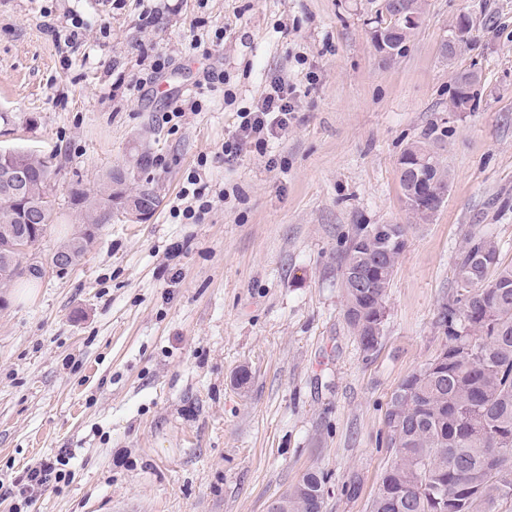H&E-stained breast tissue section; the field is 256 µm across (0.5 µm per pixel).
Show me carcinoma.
Here are the masks:
<instances>
[{
	"label": "carcinoma",
	"mask_w": 512,
	"mask_h": 512,
	"mask_svg": "<svg viewBox=\"0 0 512 512\" xmlns=\"http://www.w3.org/2000/svg\"><path fill=\"white\" fill-rule=\"evenodd\" d=\"M424 176L428 194L448 192L450 174L426 145L404 150ZM27 174L26 195L0 194V288L33 278L31 261L46 236L55 210L49 161L14 150L3 161ZM128 172L106 176L99 197L74 196L81 229L60 249L63 267L88 250L95 229L112 218L107 206L127 205L146 216L158 198L149 188L127 194ZM403 192L407 211L419 222L438 210L425 196ZM42 207L43 221H21L26 202ZM405 248L401 224H357L337 256L345 296L344 317L364 354L373 352L384 331L387 289ZM454 299L443 305L439 325L446 358L426 363L402 380L384 416L395 458L380 476L370 512H503L512 507V266L500 262L491 235L467 239L460 253ZM327 478L309 471L268 506V512H322Z\"/></svg>",
	"instance_id": "carcinoma-1"
}]
</instances>
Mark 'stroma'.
I'll return each mask as SVG.
<instances>
[{"mask_svg": "<svg viewBox=\"0 0 512 512\" xmlns=\"http://www.w3.org/2000/svg\"><path fill=\"white\" fill-rule=\"evenodd\" d=\"M376 8L0 0V149L57 166L39 257L77 229L73 192L96 195L110 170L159 199L140 220L113 211L76 265L0 288V486L45 457L69 474L26 509L0 495V512H267L310 470L327 477L322 512H369L393 458L387 404L446 340L466 239L494 236L512 265V0H427L391 61L372 42ZM461 15L470 38L449 60ZM75 16L87 30L60 50ZM468 72L474 104L450 111ZM278 76L297 88L287 135L225 161L237 109ZM186 101L198 110L168 122ZM414 143L451 178L420 224L398 170ZM142 152L153 165L132 171ZM192 174L210 206L188 220L173 209ZM358 224L407 227L368 356L336 261ZM470 28L469 18L461 17L456 20L448 37L442 42L441 50L444 55H455L467 40Z\"/></svg>", "mask_w": 512, "mask_h": 512, "instance_id": "obj_1", "label": "stroma"}]
</instances>
